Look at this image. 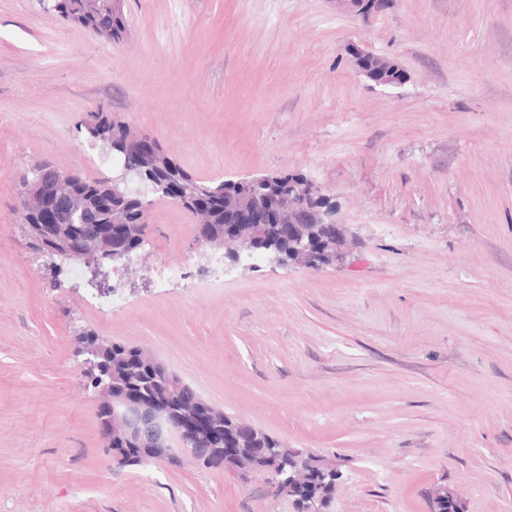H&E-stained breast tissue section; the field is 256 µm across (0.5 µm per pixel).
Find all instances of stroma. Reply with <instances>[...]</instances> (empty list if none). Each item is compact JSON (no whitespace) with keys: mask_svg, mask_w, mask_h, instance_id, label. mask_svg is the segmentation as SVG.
Masks as SVG:
<instances>
[{"mask_svg":"<svg viewBox=\"0 0 512 512\" xmlns=\"http://www.w3.org/2000/svg\"><path fill=\"white\" fill-rule=\"evenodd\" d=\"M122 0L102 40L0 0V512H296L266 472L125 466L76 336L146 350L209 405L341 473L325 512H512V0ZM395 61L361 74L350 47ZM115 114L213 183L301 173L348 257L267 259L214 288L156 287L208 250L153 197L111 312L21 233L20 176L118 175L80 126Z\"/></svg>","mask_w":512,"mask_h":512,"instance_id":"1","label":"stroma"}]
</instances>
